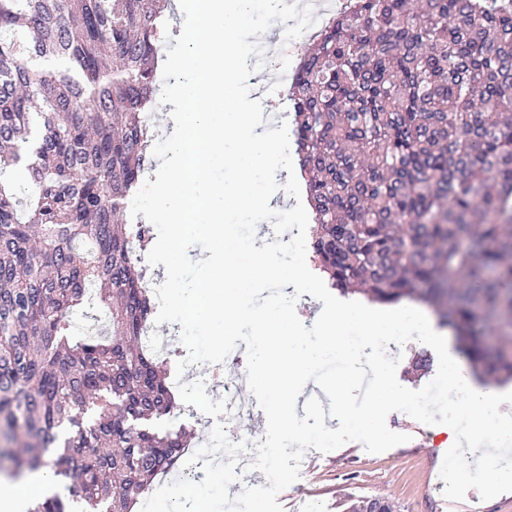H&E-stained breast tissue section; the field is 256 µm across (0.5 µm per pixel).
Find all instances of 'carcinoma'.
Instances as JSON below:
<instances>
[{"mask_svg":"<svg viewBox=\"0 0 512 512\" xmlns=\"http://www.w3.org/2000/svg\"><path fill=\"white\" fill-rule=\"evenodd\" d=\"M168 0H0V463L69 482L27 512H133L193 447L177 349L146 342L121 217L156 137ZM331 287L432 306L487 382L512 381V0H349L288 90ZM99 300L105 325L77 338Z\"/></svg>","mask_w":512,"mask_h":512,"instance_id":"obj_1","label":"carcinoma"}]
</instances>
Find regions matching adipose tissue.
I'll return each mask as SVG.
<instances>
[{"instance_id":"1","label":"adipose tissue","mask_w":512,"mask_h":512,"mask_svg":"<svg viewBox=\"0 0 512 512\" xmlns=\"http://www.w3.org/2000/svg\"><path fill=\"white\" fill-rule=\"evenodd\" d=\"M355 332L361 338L358 347H350L346 333ZM324 347L336 351L350 363L352 370L347 376L335 380L332 391L339 406L337 421L342 426H355L366 433H376L382 423L386 408L399 400L398 392L391 386L386 373H379L369 401L360 411H352L347 405V395L362 371V367L383 340L404 335L415 342L427 345L435 342L438 331L428 314L408 306L399 311L382 309L367 311L361 308L340 310L322 328ZM444 370L448 377V404L467 414L471 434L467 444L457 445L461 469H468V459L485 452L481 439L493 433L498 445L512 443V396L495 393L470 381L467 364L457 352L447 351ZM54 485L46 473L20 481L0 482V512H26L28 501L45 494Z\"/></svg>"}]
</instances>
